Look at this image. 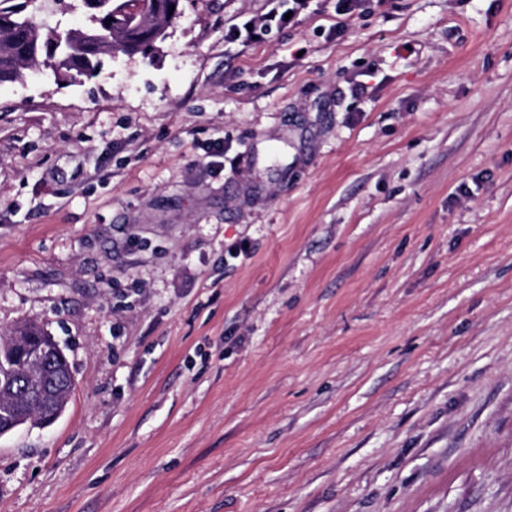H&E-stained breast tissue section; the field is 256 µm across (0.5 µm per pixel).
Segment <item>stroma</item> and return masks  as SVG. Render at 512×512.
<instances>
[{"label": "stroma", "mask_w": 512, "mask_h": 512, "mask_svg": "<svg viewBox=\"0 0 512 512\" xmlns=\"http://www.w3.org/2000/svg\"><path fill=\"white\" fill-rule=\"evenodd\" d=\"M272 6L0 84V512H512V0ZM288 2H292V6L288 7V9L284 10L280 14L275 10V8H272L266 13L250 18L244 24V29L249 34L250 38L253 39V36H256V39H258L263 36L264 33L271 30L273 23L280 27L285 26L298 12L304 10L307 4V0H292ZM288 12H293V15L289 20H286L285 14ZM248 24H252L251 30H248ZM45 329L35 323H28L14 329L9 336H1L0 339V372H5L10 368L14 356V345H32L41 336H45ZM5 337L11 339V343L4 344L2 340ZM46 337L48 339V346L30 355L28 363H25L23 381H20V384L26 398L33 397L39 390L42 378V365L45 357L51 355L65 356L55 337L51 334ZM67 363L68 362L66 361L58 362L56 370L46 382L47 398L51 401L52 407L55 403L56 410L59 408H66L73 389V385H68L63 380V377L64 379L66 378ZM64 402L65 405L63 406Z\"/></svg>", "instance_id": "stroma-1"}]
</instances>
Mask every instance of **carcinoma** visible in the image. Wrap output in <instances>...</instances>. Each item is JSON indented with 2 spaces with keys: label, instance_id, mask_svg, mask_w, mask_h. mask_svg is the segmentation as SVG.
I'll return each mask as SVG.
<instances>
[{
  "label": "carcinoma",
  "instance_id": "cac0c4a2",
  "mask_svg": "<svg viewBox=\"0 0 512 512\" xmlns=\"http://www.w3.org/2000/svg\"><path fill=\"white\" fill-rule=\"evenodd\" d=\"M158 7H149L139 23L118 9L120 0H106L102 7L92 6V0H74L72 9L85 14L86 24L78 29L61 23L50 27L41 15L47 0H0V83L21 81L26 71L48 70L60 80L75 81L92 78L102 66L101 56L124 54L143 36L150 43L164 38L165 31L179 16L180 0H150ZM45 329L34 323L14 329L5 344L0 341V372L12 365L14 345H31ZM67 362L57 368L46 382L47 398L56 408L68 402L73 386L67 384Z\"/></svg>",
  "mask_w": 512,
  "mask_h": 512
}]
</instances>
